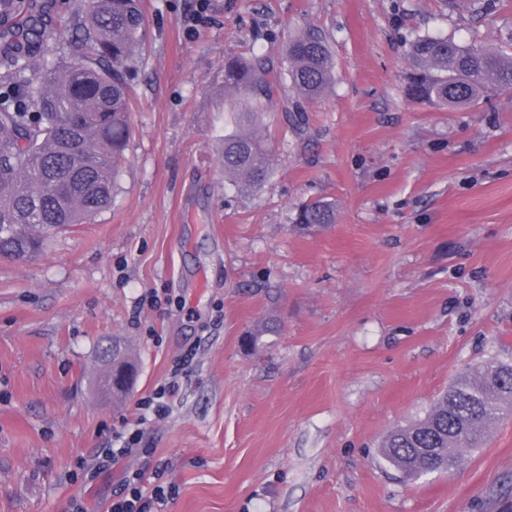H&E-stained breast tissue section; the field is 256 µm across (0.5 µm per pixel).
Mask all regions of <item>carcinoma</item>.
Here are the masks:
<instances>
[{
  "label": "carcinoma",
  "instance_id": "1",
  "mask_svg": "<svg viewBox=\"0 0 512 512\" xmlns=\"http://www.w3.org/2000/svg\"><path fill=\"white\" fill-rule=\"evenodd\" d=\"M78 16L63 25L77 50L61 66L14 53V44L39 36L37 18L0 31V225L15 229L12 238L0 239L3 257L36 256L52 231L86 224L112 202L131 132L125 73L141 46L143 15L139 0H83ZM410 55L407 93L415 101L448 108L512 91V56L490 47L427 35L411 42ZM332 71L327 43L315 30L290 38L278 65L255 53L224 58L235 130L224 137L221 161L234 185L257 189L269 176L272 152L261 123L267 103L285 87L314 101ZM296 223L305 229L334 224L336 205L306 204ZM511 418L512 363L486 361L462 373L425 418L391 430L383 453L407 480L450 471Z\"/></svg>",
  "mask_w": 512,
  "mask_h": 512
}]
</instances>
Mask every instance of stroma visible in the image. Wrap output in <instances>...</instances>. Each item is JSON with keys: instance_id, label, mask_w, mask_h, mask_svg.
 <instances>
[{"instance_id": "stroma-1", "label": "stroma", "mask_w": 512, "mask_h": 512, "mask_svg": "<svg viewBox=\"0 0 512 512\" xmlns=\"http://www.w3.org/2000/svg\"><path fill=\"white\" fill-rule=\"evenodd\" d=\"M79 3L34 0L24 51L58 60ZM488 3L141 0L111 206L36 259L0 257V512H107L129 469L174 486L164 512H512V418L416 481L380 452L459 374L512 362V94L447 108L406 92L415 36L512 54V0ZM308 28L334 83L303 124L292 93L267 106L270 176L238 190L219 153L224 59ZM318 199L335 223L300 230ZM114 339L138 367L117 403L93 387ZM190 349L143 452L106 462Z\"/></svg>"}]
</instances>
